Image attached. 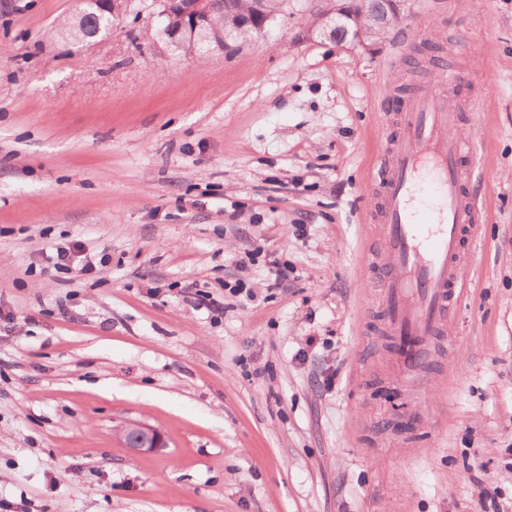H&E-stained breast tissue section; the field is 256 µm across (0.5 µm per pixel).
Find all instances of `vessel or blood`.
Listing matches in <instances>:
<instances>
[{
  "label": "vessel or blood",
  "mask_w": 512,
  "mask_h": 512,
  "mask_svg": "<svg viewBox=\"0 0 512 512\" xmlns=\"http://www.w3.org/2000/svg\"><path fill=\"white\" fill-rule=\"evenodd\" d=\"M460 118L443 94L421 85L397 114L393 147L379 157V310L404 376L425 370L446 335L461 290L458 268L479 238L465 179L468 148L448 135Z\"/></svg>",
  "instance_id": "vessel-or-blood-1"
}]
</instances>
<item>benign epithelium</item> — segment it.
<instances>
[{
    "instance_id": "benign-epithelium-1",
    "label": "benign epithelium",
    "mask_w": 512,
    "mask_h": 512,
    "mask_svg": "<svg viewBox=\"0 0 512 512\" xmlns=\"http://www.w3.org/2000/svg\"><path fill=\"white\" fill-rule=\"evenodd\" d=\"M406 0H370V6L364 7L350 3H338L330 11L317 15L303 31L301 38L315 40L326 38L338 45L350 46L366 54L375 53L384 42V35L389 30L405 22ZM158 19L177 14L182 20L181 34L190 38L179 44L178 48L187 47L189 52L197 51L201 43L209 41L205 32L206 18L220 10L222 0H156ZM279 21L277 17L265 14L263 0H253L252 10L238 14V26L253 27L260 23L265 29V22ZM123 444L137 453H153L165 447L159 431L142 423H129L120 429Z\"/></svg>"
}]
</instances>
